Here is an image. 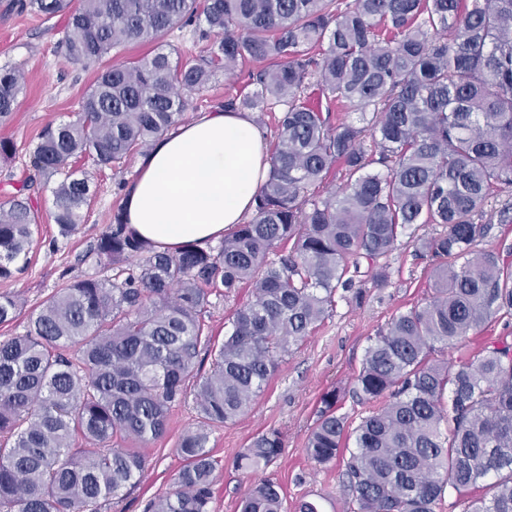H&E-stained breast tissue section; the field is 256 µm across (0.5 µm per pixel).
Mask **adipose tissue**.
<instances>
[{
	"label": "adipose tissue",
	"instance_id": "obj_1",
	"mask_svg": "<svg viewBox=\"0 0 512 512\" xmlns=\"http://www.w3.org/2000/svg\"><path fill=\"white\" fill-rule=\"evenodd\" d=\"M269 170L251 114L217 107L156 139L126 187L124 218L161 249L203 247L253 211Z\"/></svg>",
	"mask_w": 512,
	"mask_h": 512
}]
</instances>
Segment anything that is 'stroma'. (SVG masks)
Masks as SVG:
<instances>
[{
    "label": "stroma",
    "instance_id": "1",
    "mask_svg": "<svg viewBox=\"0 0 512 512\" xmlns=\"http://www.w3.org/2000/svg\"><path fill=\"white\" fill-rule=\"evenodd\" d=\"M9 0H0V67L21 70L25 89L18 98L13 116L0 122V139L13 142L15 153L0 162V203L12 191L10 176H22L31 167V154L42 130L51 123L75 119L79 101L93 83L96 73L69 60L62 49L66 36L63 17H46L33 11L10 9ZM209 43L194 27L176 28L155 44H131L106 57V64H118L164 48L172 61L196 63L206 55ZM256 61H246L230 72H218L209 87L194 94L185 119L220 106L227 98H241L254 92L250 79L260 70ZM139 158L131 156L120 167L105 168L94 174L95 195L80 210L81 219L70 236H61L52 219L53 198L43 191L38 199V226L31 248L21 259V272L10 280H0V294L11 293L21 300V310L9 324H0V339L22 333L29 317L58 288L64 278L91 271V264H78L76 258L95 243L112 214L121 205L126 182L137 170ZM436 225H413L401 236L388 257L391 280L386 287H373L367 265H360L353 278L362 289V300L337 292L335 306L305 341L279 363L252 409L235 422L212 428L208 443L218 463L213 486L212 512H238L240 499L256 481L279 484L283 512H295L299 501L315 502L319 512H357L343 484L342 461L320 466L308 459L305 448L315 423V412L322 396L331 390L344 395L341 412L349 425H357L370 405H360L349 397L362 368L372 337L385 329L396 314L431 299V258L417 252L414 241L439 233ZM512 343V315L498 314L480 331L460 345L448 349L449 361L457 363L479 354L498 342ZM196 422L193 400L175 407L169 416L166 434L142 447L146 466L137 485L111 512H146L148 504L171 492L184 461L177 451L181 434ZM278 429L284 447L268 468L251 473L238 470L234 460L252 438L269 429Z\"/></svg>",
    "mask_w": 512,
    "mask_h": 512
}]
</instances>
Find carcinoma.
<instances>
[{"instance_id":"1","label":"carcinoma","mask_w":512,"mask_h":512,"mask_svg":"<svg viewBox=\"0 0 512 512\" xmlns=\"http://www.w3.org/2000/svg\"><path fill=\"white\" fill-rule=\"evenodd\" d=\"M66 16L65 53L94 67L112 50L150 43L204 18L208 55L190 66L157 51L97 71L76 119L49 125L32 173L0 205V279L13 277L37 227L35 187L51 188L52 218L67 236L93 196V172L125 163L176 126L192 94L246 60L260 90L224 107H281L268 179L251 219L218 245L176 253L138 239L113 215L78 262L100 275L64 283L24 333L0 340V512H102L137 481L136 448L162 437L170 411L193 389L199 424L185 431L175 489L148 512H211L217 461L210 430L244 416L277 368L335 305L353 293L360 259L376 287L379 259L415 224L443 231L417 240L434 260V295L393 317L371 340L352 394L385 405L353 431L323 396L306 454L327 465L346 454L359 512H434L451 488L468 512H512V344L458 365L443 357L500 312L512 313V265L476 251L496 191L512 186V0H13ZM25 79L0 68V121ZM359 112L340 120L332 106ZM337 164L346 183L311 192ZM381 166L375 171L373 165ZM289 250L270 258L280 246ZM112 275H107V272ZM221 345L204 335L212 299L242 286ZM21 303L0 294V324ZM210 371L196 367L200 351ZM283 447L254 437L236 466L257 472ZM240 512H282L280 487L251 485Z\"/></svg>"}]
</instances>
